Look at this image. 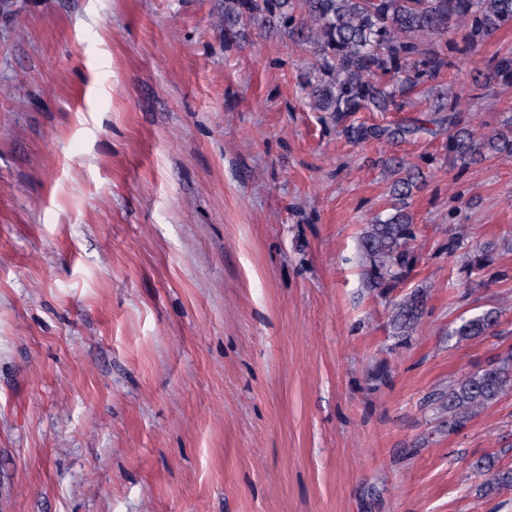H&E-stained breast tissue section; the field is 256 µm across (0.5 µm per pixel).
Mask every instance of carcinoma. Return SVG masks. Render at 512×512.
Segmentation results:
<instances>
[{
    "label": "carcinoma",
    "mask_w": 512,
    "mask_h": 512,
    "mask_svg": "<svg viewBox=\"0 0 512 512\" xmlns=\"http://www.w3.org/2000/svg\"><path fill=\"white\" fill-rule=\"evenodd\" d=\"M262 23L283 31L311 53L301 90L314 112L325 113L353 145L370 140L397 143L431 124L448 132V162L464 171L498 157H512V109L498 126L480 133L462 119L459 94L437 83L455 67L445 47L461 36L471 50L512 24V0H224V40L239 41L248 26ZM427 90L424 122L404 119L393 125H367L361 112H402L405 96L419 86ZM512 86V51L493 57L473 78L471 97L482 99L498 86ZM393 181L386 214H377L361 237L369 258V283L389 288L404 279L415 263L416 227L410 211L414 192L425 181L422 167L397 156L381 161ZM422 288L394 305L392 336L404 344L416 331L426 308ZM501 312L487 310L461 316L448 329L459 341L493 334ZM512 394V347L432 394L431 404L448 415V428L460 429L481 412ZM484 496L512 492V466L493 453L471 464Z\"/></svg>",
    "instance_id": "cac0c4a2"
}]
</instances>
